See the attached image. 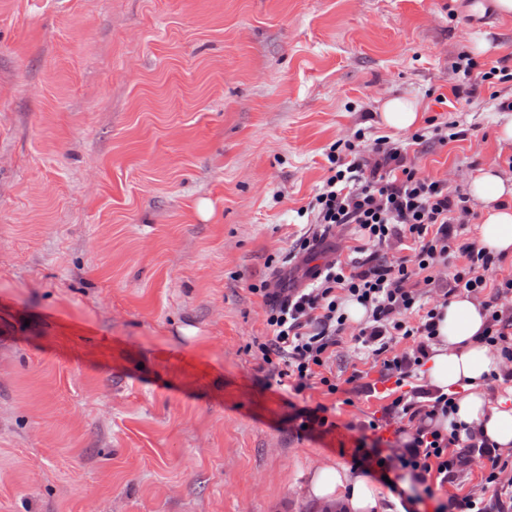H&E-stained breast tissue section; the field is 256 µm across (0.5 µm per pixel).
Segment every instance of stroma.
<instances>
[{
    "label": "stroma",
    "instance_id": "obj_1",
    "mask_svg": "<svg viewBox=\"0 0 512 512\" xmlns=\"http://www.w3.org/2000/svg\"><path fill=\"white\" fill-rule=\"evenodd\" d=\"M463 53L509 77L460 107ZM403 96L417 131L380 121ZM511 98L512 16L470 23L463 0H0V512H322L323 465L378 482L357 442L415 434L393 402L427 411L423 374L397 388L350 321L321 378L278 386L253 288L305 279L332 144L390 137L466 194L511 167ZM486 474L411 512H496Z\"/></svg>",
    "mask_w": 512,
    "mask_h": 512
}]
</instances>
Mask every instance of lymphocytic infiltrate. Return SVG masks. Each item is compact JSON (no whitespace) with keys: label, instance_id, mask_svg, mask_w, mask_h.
Returning a JSON list of instances; mask_svg holds the SVG:
<instances>
[{"label":"lymphocytic infiltrate","instance_id":"1","mask_svg":"<svg viewBox=\"0 0 512 512\" xmlns=\"http://www.w3.org/2000/svg\"><path fill=\"white\" fill-rule=\"evenodd\" d=\"M328 160L333 173L320 187L308 209L322 234L302 238L301 250L315 252L325 234L339 224L356 225L364 240L358 257L333 258L312 276L308 288H274L262 283L258 291L265 299L270 336L257 345L265 362H279L278 379L299 391L324 367L336 335L346 325V302L354 301L367 310L360 330L362 343L380 357L383 368L403 386L426 354L437 333L436 309L421 316L418 325L407 319L419 301V273L446 264L454 252H462L467 263L452 275L455 289L487 292L489 319L484 339L501 345L512 360V315L499 307L512 294V277L491 283L487 276L497 258L473 243H459L458 229L469 223L475 212L460 191L450 190L442 180L419 176L406 163L401 148L389 137L376 138L371 153L348 140L337 142ZM412 240V260H389L383 255L391 242ZM391 336L419 337L416 356L387 357ZM479 454L488 471L487 483H495L504 464L493 445L460 439L456 432L419 428L412 442L395 454L393 465L411 470L423 485L425 498H433L431 479L448 481L466 467L472 454Z\"/></svg>","mask_w":512,"mask_h":512}]
</instances>
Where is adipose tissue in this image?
<instances>
[{
	"label": "adipose tissue",
	"instance_id": "ef3b65f1",
	"mask_svg": "<svg viewBox=\"0 0 512 512\" xmlns=\"http://www.w3.org/2000/svg\"><path fill=\"white\" fill-rule=\"evenodd\" d=\"M471 191L482 207L481 246L512 255V179L482 170L473 177ZM439 312L437 342L426 358L425 378L431 387L452 397L453 409L449 416L436 417V425L455 426L463 439L512 449V388L494 402L483 393L486 381L503 365L501 353L483 339L486 310L459 294L440 305ZM307 492L335 512H380L377 486L341 465L318 470Z\"/></svg>",
	"mask_w": 512,
	"mask_h": 512
}]
</instances>
